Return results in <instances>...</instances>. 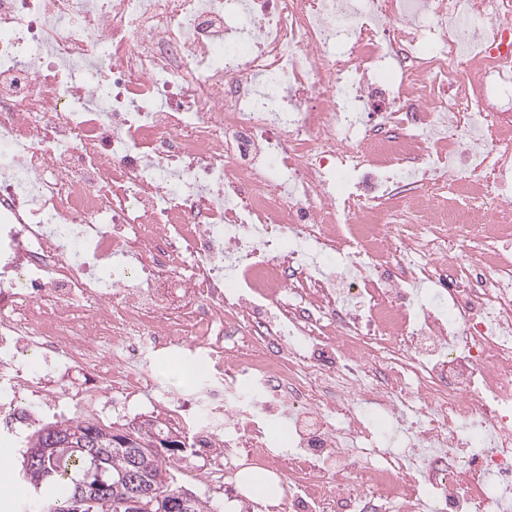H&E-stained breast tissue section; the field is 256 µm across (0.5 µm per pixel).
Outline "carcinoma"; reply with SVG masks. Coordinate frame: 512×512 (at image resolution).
I'll return each mask as SVG.
<instances>
[{
  "label": "carcinoma",
  "mask_w": 512,
  "mask_h": 512,
  "mask_svg": "<svg viewBox=\"0 0 512 512\" xmlns=\"http://www.w3.org/2000/svg\"><path fill=\"white\" fill-rule=\"evenodd\" d=\"M28 446L47 429L57 442L48 453L33 463L21 464V476L30 497L32 512H75L76 500L84 497L98 501L85 505L82 512H133L126 505L133 493L129 487L132 475L140 484L154 488L156 510L180 497L185 512H214L208 501L169 480L181 455L167 456L152 451L157 441L170 431L155 420H145L120 436L91 420L74 418L46 424L35 423Z\"/></svg>",
  "instance_id": "cac0c4a2"
}]
</instances>
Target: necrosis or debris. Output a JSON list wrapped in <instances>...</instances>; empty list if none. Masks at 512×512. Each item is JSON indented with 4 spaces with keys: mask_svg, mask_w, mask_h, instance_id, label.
<instances>
[{
    "mask_svg": "<svg viewBox=\"0 0 512 512\" xmlns=\"http://www.w3.org/2000/svg\"><path fill=\"white\" fill-rule=\"evenodd\" d=\"M502 17L0 0V431L60 368L154 394L188 336L205 409L168 427L290 470L283 512H512Z\"/></svg>",
    "mask_w": 512,
    "mask_h": 512,
    "instance_id": "necrosis-or-debris-1",
    "label": "necrosis or debris"
}]
</instances>
